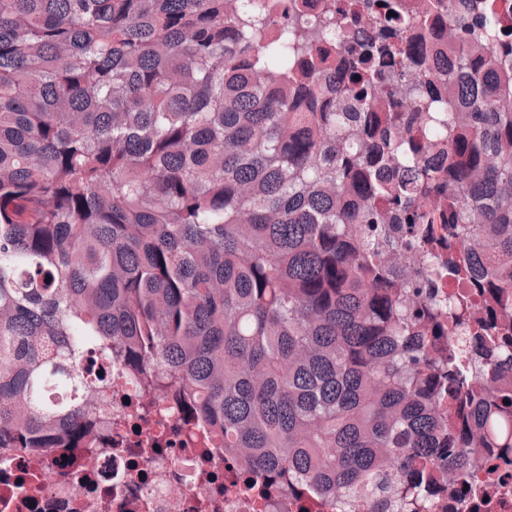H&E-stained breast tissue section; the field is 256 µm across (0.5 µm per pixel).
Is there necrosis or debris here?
<instances>
[{
	"label": "necrosis or debris",
	"mask_w": 512,
	"mask_h": 512,
	"mask_svg": "<svg viewBox=\"0 0 512 512\" xmlns=\"http://www.w3.org/2000/svg\"><path fill=\"white\" fill-rule=\"evenodd\" d=\"M133 387L112 386V421L83 447L0 453V512H305L275 491L245 493L230 484L232 461L206 446L177 406L142 397L128 418ZM428 512H512V461L479 463L474 496L449 486Z\"/></svg>",
	"instance_id": "obj_1"
}]
</instances>
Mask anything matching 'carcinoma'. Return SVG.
<instances>
[{"instance_id":"carcinoma-1","label":"carcinoma","mask_w":512,"mask_h":512,"mask_svg":"<svg viewBox=\"0 0 512 512\" xmlns=\"http://www.w3.org/2000/svg\"><path fill=\"white\" fill-rule=\"evenodd\" d=\"M377 2L0 0V448L81 442L115 363L289 499L426 512L512 450L508 5L436 0L439 76ZM458 32L455 27L446 28L438 36L426 39L424 43L425 60L431 70L446 68L450 61V52L457 44Z\"/></svg>"}]
</instances>
